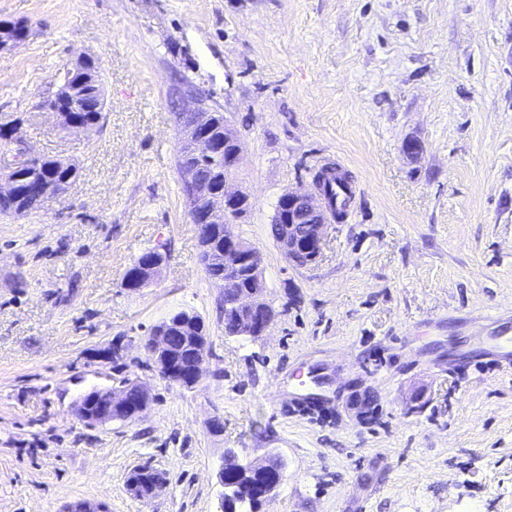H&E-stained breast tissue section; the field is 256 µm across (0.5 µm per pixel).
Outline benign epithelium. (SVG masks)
<instances>
[{"label": "benign epithelium", "instance_id": "1", "mask_svg": "<svg viewBox=\"0 0 512 512\" xmlns=\"http://www.w3.org/2000/svg\"><path fill=\"white\" fill-rule=\"evenodd\" d=\"M41 112H51L57 118L58 126L66 133H85V129L75 122L63 123L61 109L52 93L38 104ZM21 123L10 125L8 140L10 150L0 154V195H5L14 182L5 178V174L19 168H35L42 155L29 150L19 132ZM182 148L196 152L205 150L211 152L226 145L231 148L233 162H238L242 152L241 142L232 131L230 125H224V144L211 139V133L202 121L186 123L183 127ZM182 186L187 190L186 203L188 215L192 224H217L227 219L237 221L246 212L248 196L236 189L232 184L231 171L224 172L223 188L215 193L207 189L195 167L182 164L180 169ZM212 196L211 205L206 209L197 208L198 200L203 196ZM275 220L278 224L287 225L286 230L276 240V244L287 257L296 265H310L320 256L327 229L326 213L317 196L297 189L285 190L278 199L275 210ZM248 253V261L252 273L261 271L259 254L247 248L230 227L224 229V254L227 260L228 272L224 277L225 308L232 313L238 329L250 336H260L269 328L276 317L273 308L269 307L264 298V291L256 289L247 303L239 300V282L237 269L239 256ZM168 261L167 251L153 249L145 253L135 269L131 270L125 280V288L131 293H138L152 280ZM255 307L267 309V317L259 322L253 321L251 310ZM144 351L150 356L151 371L158 374L169 384L181 388H192L201 379L202 365L209 351L208 336L196 339L193 357L188 364L179 362L174 357L171 337L166 335L165 327L156 323L141 340ZM151 403L150 393L146 385L139 380L122 383L119 386L93 388L86 392L75 406L76 415L85 423L96 426L112 422H129L142 416ZM246 468L254 482L250 485L252 493L261 499L268 498L282 483L284 469L274 460L257 462L253 460L234 461L223 467L218 473V483L224 489L228 488L230 478L236 471ZM166 482L164 473L157 470L137 468L131 472L127 480L129 491L138 497H149L157 494Z\"/></svg>", "mask_w": 512, "mask_h": 512}]
</instances>
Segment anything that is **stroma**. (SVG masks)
<instances>
[{"mask_svg":"<svg viewBox=\"0 0 512 512\" xmlns=\"http://www.w3.org/2000/svg\"><path fill=\"white\" fill-rule=\"evenodd\" d=\"M0 20L30 28L0 50V114L81 165L65 194L0 217V512H219V469L272 455L284 479L260 512H512V0H0ZM84 52L107 96L89 137L36 109ZM190 98L243 144L252 205L232 229L261 257L263 336L225 335L199 259L177 170ZM328 163L353 212L296 266L270 235L277 200ZM162 243L156 280L126 291ZM182 309L210 336L191 389L140 347ZM117 339L127 359L103 358ZM124 377L150 387L140 418L77 417ZM137 467L165 488L131 494Z\"/></svg>","mask_w":512,"mask_h":512,"instance_id":"obj_1","label":"stroma"}]
</instances>
